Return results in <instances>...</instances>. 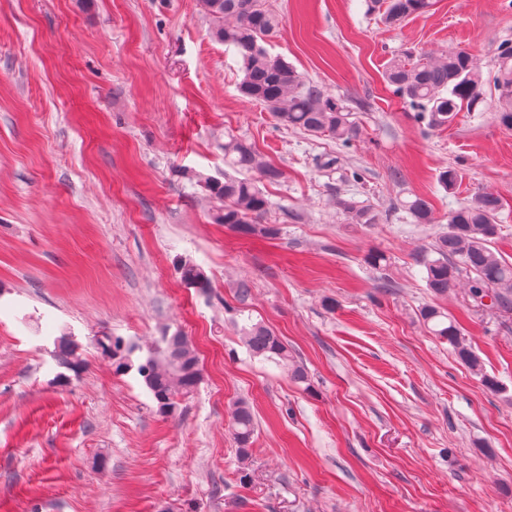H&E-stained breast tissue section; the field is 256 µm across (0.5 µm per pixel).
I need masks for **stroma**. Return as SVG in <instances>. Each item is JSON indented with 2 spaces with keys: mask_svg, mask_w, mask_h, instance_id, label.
<instances>
[{
  "mask_svg": "<svg viewBox=\"0 0 512 512\" xmlns=\"http://www.w3.org/2000/svg\"><path fill=\"white\" fill-rule=\"evenodd\" d=\"M268 5L283 23L267 49L346 99L350 144L242 98L199 0H0V512H512V310L476 305L464 274L433 296L414 260L449 211L491 192L512 263V129L492 111L427 129L384 80L395 59L456 47L492 68L512 0H433L391 27L368 0ZM230 136L283 172L260 185L277 238L211 219L201 181L223 180ZM414 194L435 223L401 208ZM339 196L387 218L353 223ZM186 263L207 291L181 281ZM428 305L459 320L498 391L427 331ZM249 321L310 389L248 351ZM178 331L202 380L166 416L98 340ZM61 336L81 344V371L57 365ZM240 399L258 424L245 464ZM231 429L238 457L245 463L251 456L255 431L253 412L246 400H239L234 405Z\"/></svg>",
  "mask_w": 512,
  "mask_h": 512,
  "instance_id": "stroma-1",
  "label": "stroma"
}]
</instances>
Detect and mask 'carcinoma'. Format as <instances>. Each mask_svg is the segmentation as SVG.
Masks as SVG:
<instances>
[{
    "label": "carcinoma",
    "instance_id": "1",
    "mask_svg": "<svg viewBox=\"0 0 512 512\" xmlns=\"http://www.w3.org/2000/svg\"><path fill=\"white\" fill-rule=\"evenodd\" d=\"M201 2L211 19L212 39L234 50L239 58L242 78L238 91L242 97L265 105L283 124L311 135L328 132L344 145L358 137L359 129L350 120L346 100L324 94L319 87L306 82L284 58L265 48L281 20L265 7L264 0ZM430 6L431 0H385L382 19L389 26L398 25L426 12ZM498 58V67L486 73L463 48L415 61H394L386 71V81L392 86L393 95L432 129L450 126L461 112L485 111L490 97L494 98L500 123L512 128V43L501 45ZM224 164L235 172L254 173L257 178L226 173L222 182L209 178L203 181L206 190L219 202L213 210L214 223L227 225L243 235L275 238L279 228L261 222L267 199L258 182L275 183L282 178V171L266 160L254 144L234 137L224 142ZM336 206L357 224L380 223V214L373 207L340 197ZM401 207L415 224L435 222L433 206L425 196L416 195L402 202ZM500 211L501 199L484 192L448 213V230L415 257L424 268L426 288L432 294H447L464 271L469 274V294L474 302L481 304L488 298L493 306L512 308V263L493 250L499 234ZM420 316L429 332L448 342L457 358L481 378L487 389L498 388V381L484 373L481 357L466 340L464 328L456 318L432 305L424 307ZM242 334L253 355L275 363L296 383L310 389L307 371L294 361L287 345L272 329L261 323L250 324L242 328ZM56 344L58 364L73 372L80 371V344L70 336L56 338ZM99 344L112 355L116 371L137 372L162 414H173L177 398L191 394L201 382L197 352L189 337L182 333L164 336L147 348L125 346L117 339L101 340ZM231 429L238 457L245 463L251 456L255 431L247 401L240 400L234 405Z\"/></svg>",
    "mask_w": 512,
    "mask_h": 512
}]
</instances>
